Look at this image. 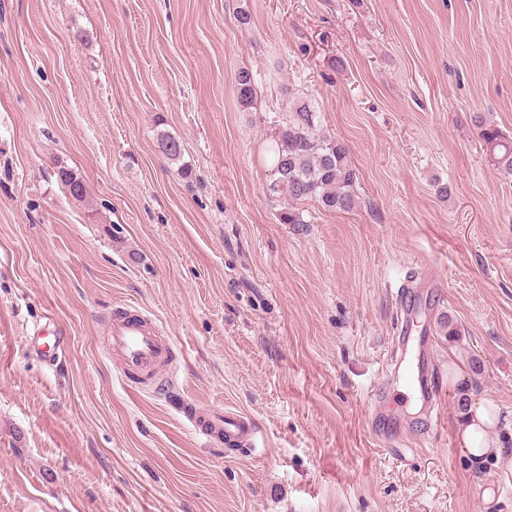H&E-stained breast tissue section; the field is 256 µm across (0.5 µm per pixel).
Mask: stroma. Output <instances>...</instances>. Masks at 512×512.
<instances>
[{"mask_svg": "<svg viewBox=\"0 0 512 512\" xmlns=\"http://www.w3.org/2000/svg\"><path fill=\"white\" fill-rule=\"evenodd\" d=\"M299 101L359 204L283 224L265 150ZM483 123L512 142V0H0V512H512L457 434L459 396L488 400L512 457V172ZM412 269L439 284L430 417L391 371ZM124 305L164 326L173 388L107 354ZM238 103L245 109L251 108L255 101L254 78L250 70L241 68L235 75ZM58 184L69 194L75 201L81 202L86 198L87 188L81 176L65 166H58L55 172ZM51 326L52 328L50 329ZM48 335L53 336V345L49 346L48 350H43L46 347L45 343H43L38 346V349L41 351L43 350L42 356L48 358L49 361H51L55 360V358L59 356V350H61L62 352L66 339V331L60 325L55 324L54 322H49L48 325H45L44 327L37 329L34 332L33 337H35L36 340L38 341L40 339H44ZM188 425L206 438L224 435V444H252L257 435L254 421L243 414L216 409L195 408L187 416Z\"/></svg>", "mask_w": 512, "mask_h": 512, "instance_id": "35a3bbf8", "label": "stroma"}]
</instances>
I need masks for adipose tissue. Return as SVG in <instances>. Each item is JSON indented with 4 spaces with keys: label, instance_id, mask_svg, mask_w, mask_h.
<instances>
[{
    "label": "adipose tissue",
    "instance_id": "ef3b65f1",
    "mask_svg": "<svg viewBox=\"0 0 512 512\" xmlns=\"http://www.w3.org/2000/svg\"><path fill=\"white\" fill-rule=\"evenodd\" d=\"M499 425L497 407L478 399L472 402L459 430L464 453L474 464L502 456V447L496 429Z\"/></svg>",
    "mask_w": 512,
    "mask_h": 512
}]
</instances>
